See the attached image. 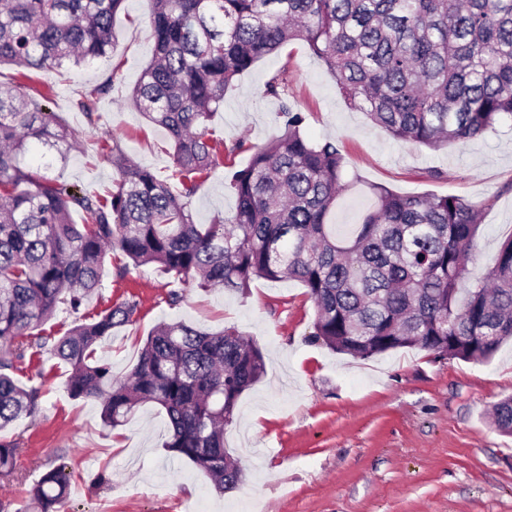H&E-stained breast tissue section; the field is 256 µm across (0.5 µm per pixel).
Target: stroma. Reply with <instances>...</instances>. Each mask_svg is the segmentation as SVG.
<instances>
[{"label": "stroma", "instance_id": "stroma-1", "mask_svg": "<svg viewBox=\"0 0 512 512\" xmlns=\"http://www.w3.org/2000/svg\"><path fill=\"white\" fill-rule=\"evenodd\" d=\"M149 0H126L114 19L115 45L106 57L70 66L54 85L49 108L73 131L78 147L67 159L30 144L26 166L90 193H105L116 170L108 147L120 137L128 157L161 176L173 169L166 131L151 125L129 101L151 58ZM287 70L294 105L306 115L305 134L335 141L348 177L357 181L331 216L340 231L359 223L373 200L368 185L396 193L456 195L487 202L472 275L492 267L512 237V124L442 150L394 139L341 95L335 78L307 44L296 40L239 76L210 125L231 146L224 164L192 200L198 223L231 216L235 197L228 170L282 132L278 101L266 81ZM111 85L86 117L75 102ZM440 178H432V171ZM106 259L98 294L80 312L59 306L44 326L64 333L129 296L140 302L136 324L120 328L98 354L114 375L127 374L159 322L181 321L208 330L232 326L254 338L266 373L238 401L224 430L225 446L246 473L238 489L217 493L210 479L163 443L167 417L151 405L123 427L104 428L100 405L72 399L69 368L49 353L35 355L17 379L42 388L39 409L9 428L20 454L13 477H0V500L20 512L47 463L66 464L71 512H512V435L501 434L489 411L512 395V345L475 364L436 359L421 349H399L366 360L340 355L311 341L314 310L296 281L257 279L243 293L205 292L157 271L155 265L115 274ZM182 296L166 301L169 291ZM106 484H96L99 474Z\"/></svg>", "mask_w": 512, "mask_h": 512}]
</instances>
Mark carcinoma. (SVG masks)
<instances>
[{
  "instance_id": "carcinoma-1",
  "label": "carcinoma",
  "mask_w": 512,
  "mask_h": 512,
  "mask_svg": "<svg viewBox=\"0 0 512 512\" xmlns=\"http://www.w3.org/2000/svg\"><path fill=\"white\" fill-rule=\"evenodd\" d=\"M125 0H0V66L54 72L106 55ZM152 56L128 100L173 144L172 185L125 158L112 137L117 178L108 194L35 176L30 141L63 159L75 148L57 122L52 85L0 82V432L38 409L42 391L14 378L28 350L50 348L70 367L73 399L99 402L103 425H125L140 406L165 410L164 448L204 471L220 490L242 470L224 448V425L264 374L260 348L233 326L218 332L163 322L124 378L96 357L112 332L138 320L124 299L56 338L38 329L57 305L79 311L109 255L203 291L245 292L256 278L294 280L314 307V338L368 359L402 348L436 359L490 361L512 339V237L475 279L467 266L483 210L455 195H400L368 186L374 205L341 235L330 217L352 187L331 141L302 133L304 113L280 71L265 83L284 132L230 173L234 214L194 220L199 181L229 148L209 125L236 77L294 40L308 44L349 103L393 138L432 150L465 144L512 120V0H150ZM80 213L82 223L73 220ZM512 435V397L494 405ZM18 443L0 440V474ZM70 477L50 465L28 507L63 512Z\"/></svg>"
}]
</instances>
